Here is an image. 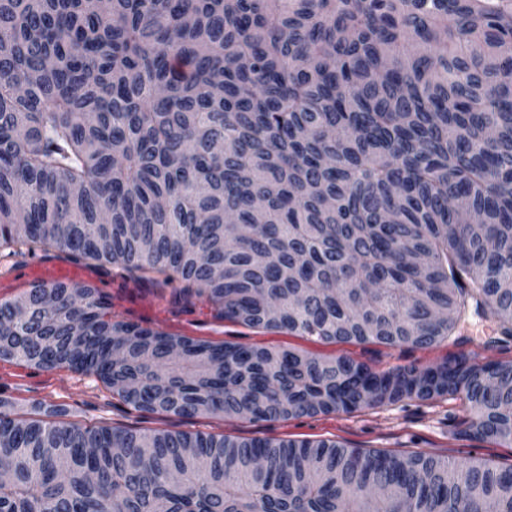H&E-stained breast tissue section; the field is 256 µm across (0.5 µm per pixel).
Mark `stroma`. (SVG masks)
<instances>
[{
  "label": "stroma",
  "mask_w": 512,
  "mask_h": 512,
  "mask_svg": "<svg viewBox=\"0 0 512 512\" xmlns=\"http://www.w3.org/2000/svg\"><path fill=\"white\" fill-rule=\"evenodd\" d=\"M48 274L98 288L113 313L122 318L214 343L346 355L377 370L407 364L427 366L461 354L480 361H512V343H496L500 336L498 324L472 310L460 321L453 336L427 349H392L370 343L323 344L285 331L249 328L217 318L212 308L200 300L187 306L173 304L169 290L135 281L119 266L77 260L60 250L33 258H0V302L27 291L35 285L37 276ZM0 404L20 415L39 417L57 412L81 426L180 430L243 438L331 439L361 450L401 455L425 452L449 459L481 461L496 468L512 465V447L469 435L465 422L470 413L459 400L406 401L279 422L253 423L221 415L182 420L133 410L113 396L111 389L95 375L65 368L37 369L20 361L0 359Z\"/></svg>",
  "instance_id": "1"
}]
</instances>
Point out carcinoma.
<instances>
[{"label": "carcinoma", "mask_w": 512, "mask_h": 512, "mask_svg": "<svg viewBox=\"0 0 512 512\" xmlns=\"http://www.w3.org/2000/svg\"><path fill=\"white\" fill-rule=\"evenodd\" d=\"M61 249L324 344L512 338V0H0V257ZM0 359L254 423L460 399L512 362L375 370L213 344L85 283L0 303ZM512 512V466L0 413V512Z\"/></svg>", "instance_id": "cac0c4a2"}]
</instances>
